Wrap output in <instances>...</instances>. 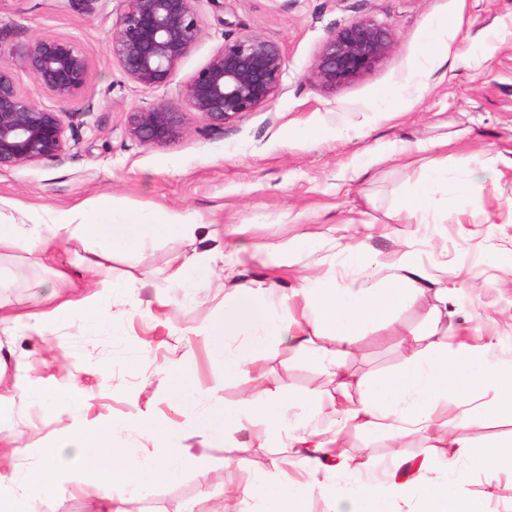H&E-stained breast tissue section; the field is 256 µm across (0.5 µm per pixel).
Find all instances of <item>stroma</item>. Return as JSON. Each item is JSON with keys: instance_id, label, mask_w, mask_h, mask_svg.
<instances>
[{"instance_id": "stroma-1", "label": "stroma", "mask_w": 512, "mask_h": 512, "mask_svg": "<svg viewBox=\"0 0 512 512\" xmlns=\"http://www.w3.org/2000/svg\"><path fill=\"white\" fill-rule=\"evenodd\" d=\"M201 34L180 61L172 82L146 89L112 58L109 35L118 23L121 0H0V55L15 62L18 88L37 104L62 108L72 149L61 162L45 160L0 171L5 214L16 219L46 209L90 207L103 194L128 212L190 214L209 225V246H224V228L240 227L238 243L285 244L315 239L312 252L286 264L276 254L265 263L240 265V280H275L289 290L302 273H336L328 257L348 241L352 227L374 224L370 243L380 259L402 245L416 249L428 272L448 264V306L433 326V292L399 313L394 327L359 336L346 364L351 371L346 399L359 401L361 381L398 370L405 360L401 328L422 344L448 340L489 349L501 365L512 364V266L486 256H512V0H194ZM368 16L391 28L395 45L386 60L360 79L334 89L310 81L323 43L342 27ZM445 17L448 55L418 76L415 62L432 20ZM255 33L275 43L284 56L279 91L271 104L214 127L199 113L186 115L182 136L166 145H145L127 131L129 112L158 101L180 103V86L203 67L225 39ZM45 35L77 42L89 59L84 90L61 103L41 88L19 59ZM400 94L402 112H388L380 90ZM324 130L322 141L303 137L305 128ZM413 154H406V146ZM375 156L357 170L362 154ZM447 162L466 177L491 168L477 205L449 210L444 223L425 229L398 220L393 212L429 160ZM185 243H161L135 255L116 253L110 264L119 282L110 301L111 325L83 332L61 325L51 344L17 332H0V383L32 373L53 390L49 402L32 397L16 403L0 440L23 433L25 454L0 463V493H8L47 449L64 445L62 425L123 422L135 414L158 415L184 425V445L196 455L178 478L153 484L139 512H197L201 500L219 504L225 489L240 487L275 471L292 472L296 462L274 464L265 426L243 419L225 442L213 440L204 424L187 423L171 402L165 366L184 357L197 365L201 389L229 410L239 409L253 386L251 376L222 379L209 369L208 349L194 335L224 312L225 291L201 288L171 298L166 279L171 257ZM137 287H130V280ZM47 269L0 257V303L35 310L42 287L54 286ZM264 380L296 398L328 396L338 389L317 365L276 343L263 354ZM343 446L359 472L382 475L394 452L422 457L440 448L433 433L415 432L401 442L347 426ZM246 459L243 469L225 467ZM468 493L486 500L492 512H512V478L476 473ZM96 479L65 459L54 497L17 501L16 512H98Z\"/></svg>"}]
</instances>
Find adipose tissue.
Segmentation results:
<instances>
[{
    "label": "adipose tissue",
    "mask_w": 512,
    "mask_h": 512,
    "mask_svg": "<svg viewBox=\"0 0 512 512\" xmlns=\"http://www.w3.org/2000/svg\"><path fill=\"white\" fill-rule=\"evenodd\" d=\"M485 182L478 177L457 178L447 170L429 164L423 177L397 209V216L424 226L438 223L449 209L480 198ZM210 237L206 225L184 215L127 213L119 211L111 196L97 198L90 208L48 209L30 224L0 220V254L23 253L37 263L56 260L58 242L79 243L84 251L78 268L86 293L77 299L62 297L56 289L43 292L37 311L14 312L0 308V326L21 330L30 336L48 338L53 326L79 323L83 330L102 328L99 316L115 288L106 274L105 259L113 252L127 254L159 242L179 240L203 250L176 254L170 261L167 280L172 287L190 289L212 284L219 276L218 258L228 264L240 262L242 253L258 256L261 244L246 251L222 254L206 247ZM412 245H405L380 282L359 288L342 285L337 277H303L300 287L285 293L262 281L244 280L234 284L236 296L224 307L221 318L203 334L210 343L212 368L222 376L261 373L257 351L271 342H286L298 354L323 367L333 379H341L348 367L342 356L356 337L368 330L391 325L400 310L413 307L428 288V273L413 261ZM299 307V318L289 316ZM336 337L339 348L317 347L315 337ZM195 369L183 362L166 369L175 384L173 397L188 418L205 408L207 428L216 436L229 434L236 425L233 413L193 384ZM493 386L501 395L497 407L467 400L477 385ZM462 401L461 412L452 420L439 421L436 412L448 400ZM295 408L280 389L256 383L246 398L244 414L261 421L279 439L282 455L298 460L300 474L284 479L262 480L244 487L240 496L252 504L251 512H305L308 498L316 492L333 499L335 512H395L398 503L416 501L418 512H490L478 497L465 495L461 486L468 474L502 472L512 477V439L477 447L457 434L466 422L493 411L512 414V368L492 360L486 349L464 343L411 346L403 367L391 375L370 381L359 403H344L336 396L312 400L303 406L311 418H336L370 433H388L400 439L405 433L430 430L442 423L451 434V447L467 464L466 470L449 468L440 474L438 456L421 462L394 455L389 470L380 477L364 476L354 470L340 449L338 436L326 439L318 434L284 435L283 429ZM69 449H48L40 461L14 483L9 496H0V512H13L12 504L29 498H48L55 491V477L65 455L79 459L97 477V489L112 512H130L136 495L147 486L175 476L188 460L183 443V426L161 417L139 415L122 426L105 421L93 427L68 426ZM134 432L149 437L154 448L149 458H140L124 445L121 435Z\"/></svg>",
    "instance_id": "ef3b65f1"
}]
</instances>
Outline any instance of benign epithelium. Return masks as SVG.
Segmentation results:
<instances>
[{
	"mask_svg": "<svg viewBox=\"0 0 512 512\" xmlns=\"http://www.w3.org/2000/svg\"><path fill=\"white\" fill-rule=\"evenodd\" d=\"M123 10L110 34L112 58L135 83L158 88L172 81L177 66L200 36L194 0H121ZM393 31L362 17L338 30L321 47L309 80L328 88L349 84L377 68L391 53ZM284 59L266 38L241 34L224 41L209 62L181 86L183 102L212 126H224L271 103L280 87ZM21 65L41 87L65 102L85 87L89 60L72 40L46 35L31 46ZM129 135L147 145L176 141L185 112L159 102L129 113ZM71 149L65 113L22 94L13 63L0 60V171L44 160L61 161Z\"/></svg>",
	"mask_w": 512,
	"mask_h": 512,
	"instance_id": "1",
	"label": "benign epithelium"
}]
</instances>
